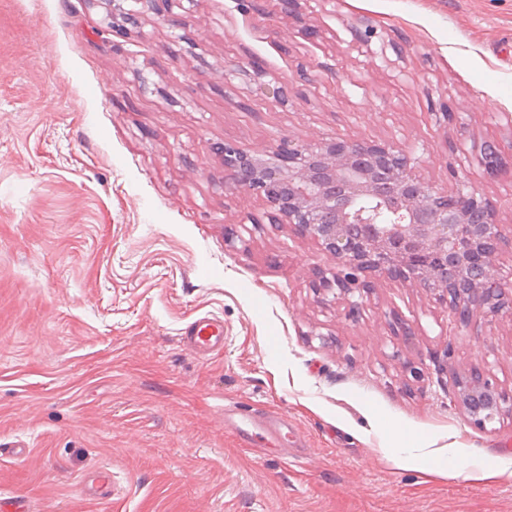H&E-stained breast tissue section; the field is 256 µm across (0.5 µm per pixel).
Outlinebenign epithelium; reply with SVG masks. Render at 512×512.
<instances>
[{
	"label": "benign epithelium",
	"instance_id": "benign-epithelium-1",
	"mask_svg": "<svg viewBox=\"0 0 512 512\" xmlns=\"http://www.w3.org/2000/svg\"><path fill=\"white\" fill-rule=\"evenodd\" d=\"M256 94L283 101L288 87L261 83ZM224 191L263 198L279 223L312 240L332 265L314 269L312 286L359 310L355 294L381 279L420 288L448 306L456 330L490 328L512 320V277L497 266L512 249L497 208L475 191L450 193L426 182L412 151L389 141L321 137L283 139L255 154L226 141ZM485 165L495 170L512 141H485ZM453 405L485 429L512 420V390L485 370L453 371Z\"/></svg>",
	"mask_w": 512,
	"mask_h": 512
}]
</instances>
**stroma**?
Segmentation results:
<instances>
[{"label":"stroma","instance_id":"1","mask_svg":"<svg viewBox=\"0 0 512 512\" xmlns=\"http://www.w3.org/2000/svg\"><path fill=\"white\" fill-rule=\"evenodd\" d=\"M128 12L138 25L113 35ZM274 80L285 102L254 96ZM336 136L415 147L426 182L476 190L512 231V174L479 154L512 140V0H299L289 17L277 0H170L165 17L145 0H0L1 498L512 512V477L424 473L391 433L512 466V421L479 429L449 399L456 366L512 389V320L454 336L444 305L388 279L349 316L311 286L329 263L312 240L224 192L217 144ZM204 316L224 324L206 356L181 342ZM233 414L292 433L260 439Z\"/></svg>","mask_w":512,"mask_h":512}]
</instances>
